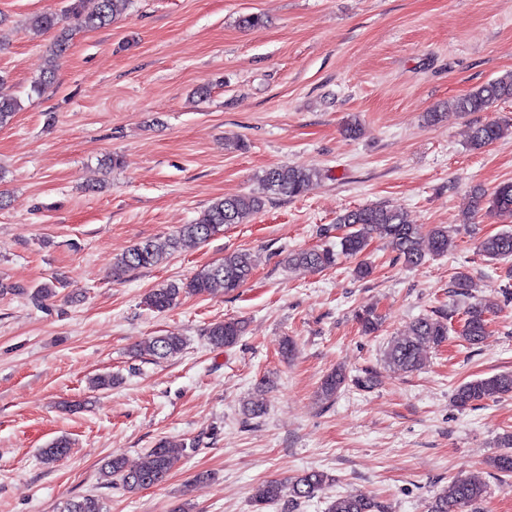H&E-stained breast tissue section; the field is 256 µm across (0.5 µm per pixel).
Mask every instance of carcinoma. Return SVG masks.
<instances>
[{
  "label": "carcinoma",
  "mask_w": 512,
  "mask_h": 512,
  "mask_svg": "<svg viewBox=\"0 0 512 512\" xmlns=\"http://www.w3.org/2000/svg\"><path fill=\"white\" fill-rule=\"evenodd\" d=\"M129 0H96L94 10L84 9V0H69L61 16L43 13L31 19L30 27L35 32L60 30L57 41L48 59L47 66L34 81L33 90L38 92L51 84L58 70V62L69 48V38L64 22L71 21L82 28H101L111 24L127 9ZM512 99V71L472 89L468 94L448 101L447 111L456 114L485 112L499 101ZM20 110L19 101L0 97V127L10 123L15 112ZM512 135V124L492 120L474 126L469 137L472 150H482L504 136ZM319 170L292 166H274L262 174L265 195H238L218 198L211 202L191 224H183L163 240L147 239L133 245L112 267V277L151 269L167 262L187 244H201L226 224H245L259 213L267 202L279 196L299 197L304 195L318 179ZM502 221H512V181L500 183L492 192L482 186L473 187L469 203L464 211V220H470L481 210ZM336 228L342 231L340 250L331 248H310L293 251L286 257L288 265L324 271L336 266L340 256L356 257L364 254L373 240L383 241L396 254V259L407 267L418 266L431 254H447L454 246V238L448 227L436 225L428 233L427 248H422V228L410 223L404 212L386 203H376L353 210H347L336 217ZM478 251L491 262L512 257V230L505 229L487 236L478 242ZM255 259L246 250L224 255V259L206 266L192 277L171 282L147 295L145 303L157 312H164L176 305L186 294L204 295L217 288L232 293L241 288L252 275ZM56 296L55 283L45 282L30 294V300L37 306L44 305ZM489 307L474 302L464 311L461 339L470 346L478 345L489 334L487 313ZM357 322L365 334H374L381 327V318L371 309L356 314ZM243 334L242 322L222 320L212 323L205 332L210 345L215 348L232 347ZM448 339L446 316H423L409 325V333L393 338L386 350L387 362L404 372L422 368L427 350L440 347ZM185 345L183 337L177 335L155 336L141 348V352L156 359H164L179 353ZM374 377H349L345 370L336 368L324 375L318 389L322 403H331L345 387L353 385L360 389L374 386ZM505 395H512V374H498L478 378L458 386L453 395L454 402L461 408L494 401ZM500 451L488 465L498 473H512V432L497 438ZM71 442L66 437L53 440L43 450L44 463L52 464L67 457ZM181 447L161 441L150 449L141 461L130 467L122 458L110 459L102 478L110 486L116 482L128 492H136L160 483L177 465ZM332 482L324 471H304L286 481L272 479L260 484L251 497L254 512L275 504L282 505L283 512H295L303 502L321 494ZM488 483L478 475L456 478L438 493L430 503L429 512H479V505L488 495ZM63 512H103L101 499L96 495H85L66 504ZM327 512H385L384 505L374 497L365 494L339 496L332 500Z\"/></svg>",
  "instance_id": "cac0c4a2"
}]
</instances>
